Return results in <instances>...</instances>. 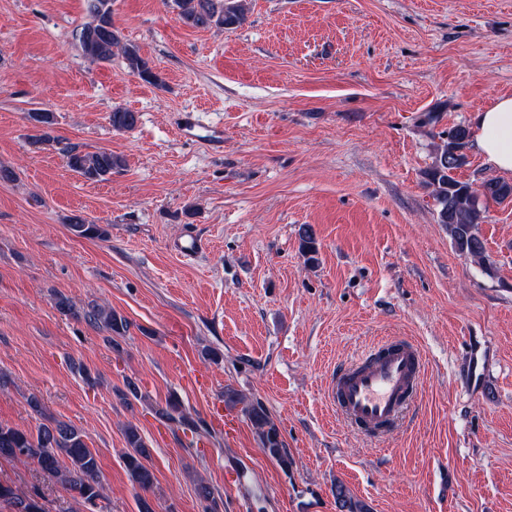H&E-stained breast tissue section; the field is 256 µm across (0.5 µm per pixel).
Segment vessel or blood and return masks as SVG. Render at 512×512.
<instances>
[{
	"label": "vessel or blood",
	"mask_w": 512,
	"mask_h": 512,
	"mask_svg": "<svg viewBox=\"0 0 512 512\" xmlns=\"http://www.w3.org/2000/svg\"><path fill=\"white\" fill-rule=\"evenodd\" d=\"M426 371V359L411 339L389 336L339 365L327 383V398L338 415L382 441L395 430Z\"/></svg>",
	"instance_id": "b4317fda"
}]
</instances>
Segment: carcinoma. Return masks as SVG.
<instances>
[{
  "instance_id": "1",
  "label": "carcinoma",
  "mask_w": 512,
  "mask_h": 512,
  "mask_svg": "<svg viewBox=\"0 0 512 512\" xmlns=\"http://www.w3.org/2000/svg\"><path fill=\"white\" fill-rule=\"evenodd\" d=\"M178 19L186 26L197 29L212 27L233 28L246 19V0H163ZM112 0H86V9L91 20L75 32V39L83 55L93 63L112 61L114 51L123 54L128 69L137 74L144 82L156 87L164 85L161 74L155 71L148 60L143 58L137 46L122 42L112 22ZM112 129L117 132L135 127L137 114L124 109L114 108L109 115ZM54 116L43 111L37 123L33 125L36 133L30 136L32 143L43 145L61 140L51 134ZM471 137L470 130L457 125L448 132V140L437 149L433 165L426 171V183L437 206V223L448 229L455 249L473 258L488 274L494 270L493 262L486 255L485 246L479 236L478 225L484 221L483 202L502 203L512 199V184L499 180H487L482 183L481 191L474 190L469 184L455 177V171L467 164L465 150ZM67 165L73 172L87 181L98 182L107 179L112 172L124 165L121 156L108 150L83 152L72 146L62 147ZM70 232L79 238L104 239L108 235L105 226L94 224L81 216H74L68 224ZM301 249L307 255V261H317L316 242L312 230L307 228L301 237ZM58 311L97 327L109 333L107 342L115 351H120L117 338L125 336L128 321L112 308L94 304L79 312L75 310L68 297L59 294L55 301ZM30 409L41 418L36 431L0 424V458L22 463H33L41 470L53 474L70 492L84 502L94 505L103 498L104 484L98 456L88 447L83 431L76 426L58 420L43 408L38 396L27 398ZM224 404L228 407L241 406V411L255 426L264 452L281 466L288 467V456L283 441L274 422L268 416L264 406L258 401H247L232 390L224 391ZM155 415L162 421L176 426L191 428L194 423L184 413L180 401L176 398L166 400L165 404L154 407ZM127 451L124 462L127 474L133 486L147 492L154 484L155 476L149 461L151 449L144 441L136 425L125 426ZM336 507L339 512H368L367 505L355 498L341 485L335 489ZM10 504L13 512H45L44 505L35 497H20L12 487L0 483V501Z\"/></svg>"
}]
</instances>
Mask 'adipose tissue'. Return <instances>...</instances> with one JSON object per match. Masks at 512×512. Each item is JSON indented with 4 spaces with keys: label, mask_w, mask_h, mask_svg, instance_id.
Here are the masks:
<instances>
[{
    "label": "adipose tissue",
    "mask_w": 512,
    "mask_h": 512,
    "mask_svg": "<svg viewBox=\"0 0 512 512\" xmlns=\"http://www.w3.org/2000/svg\"><path fill=\"white\" fill-rule=\"evenodd\" d=\"M474 145L486 163L501 173H512V97H498L479 112Z\"/></svg>",
    "instance_id": "obj_1"
}]
</instances>
